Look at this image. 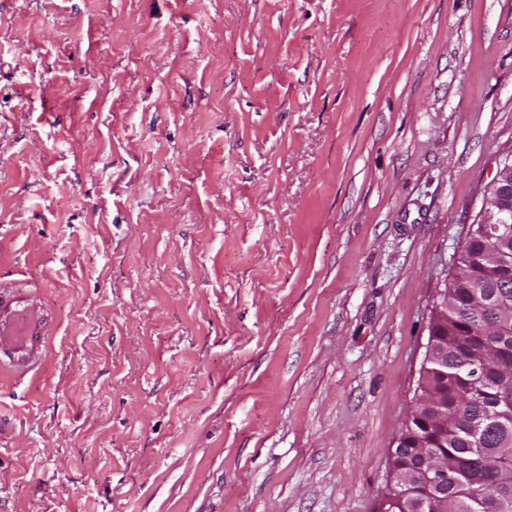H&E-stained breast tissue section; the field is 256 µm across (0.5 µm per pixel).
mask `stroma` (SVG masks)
Returning <instances> with one entry per match:
<instances>
[{
  "instance_id": "stroma-1",
  "label": "stroma",
  "mask_w": 512,
  "mask_h": 512,
  "mask_svg": "<svg viewBox=\"0 0 512 512\" xmlns=\"http://www.w3.org/2000/svg\"><path fill=\"white\" fill-rule=\"evenodd\" d=\"M512 157V0H0V512H379Z\"/></svg>"
}]
</instances>
